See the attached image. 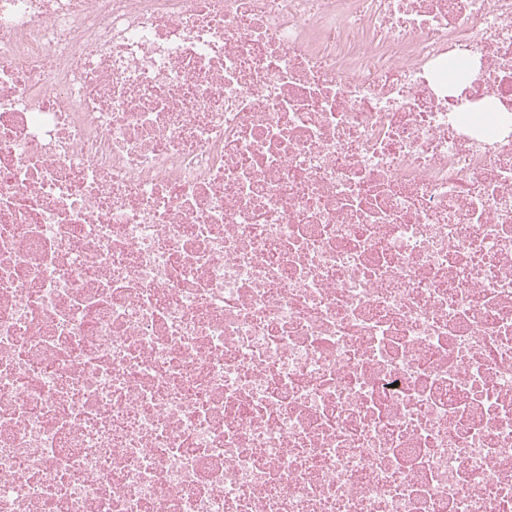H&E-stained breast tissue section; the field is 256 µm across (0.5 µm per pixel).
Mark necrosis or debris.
I'll list each match as a JSON object with an SVG mask.
<instances>
[{
	"mask_svg": "<svg viewBox=\"0 0 512 512\" xmlns=\"http://www.w3.org/2000/svg\"><path fill=\"white\" fill-rule=\"evenodd\" d=\"M0 512H512V0H0Z\"/></svg>",
	"mask_w": 512,
	"mask_h": 512,
	"instance_id": "1",
	"label": "necrosis or debris"
}]
</instances>
